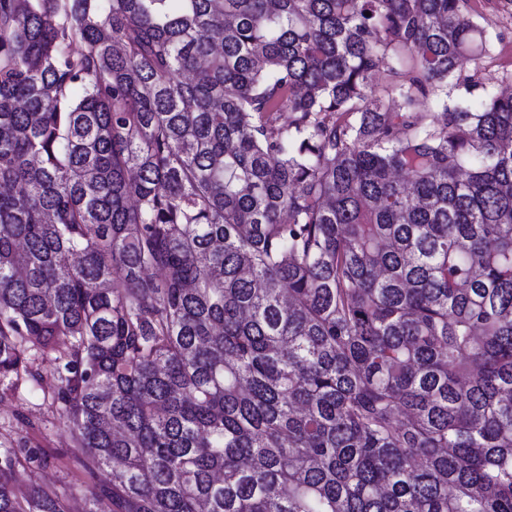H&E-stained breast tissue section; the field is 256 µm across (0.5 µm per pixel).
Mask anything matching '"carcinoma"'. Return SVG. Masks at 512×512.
<instances>
[{"mask_svg":"<svg viewBox=\"0 0 512 512\" xmlns=\"http://www.w3.org/2000/svg\"><path fill=\"white\" fill-rule=\"evenodd\" d=\"M472 2L0 0V400L51 362L109 512H512Z\"/></svg>","mask_w":512,"mask_h":512,"instance_id":"cac0c4a2","label":"carcinoma"}]
</instances>
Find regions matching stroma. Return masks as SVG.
<instances>
[{
  "instance_id": "obj_1",
  "label": "stroma",
  "mask_w": 512,
  "mask_h": 512,
  "mask_svg": "<svg viewBox=\"0 0 512 512\" xmlns=\"http://www.w3.org/2000/svg\"><path fill=\"white\" fill-rule=\"evenodd\" d=\"M509 11L512 12V0L502 13L483 7L478 10L488 31L503 35L502 41L493 42L486 60L492 72L512 70V23L505 17ZM50 394L49 387H35L24 381L14 397L0 401V442L25 435L34 456L33 462L16 468L15 486L22 493L34 485L68 490V502L75 512H92L94 502L89 492L81 488L84 474L73 461L75 448L71 430L65 420L52 413L48 402Z\"/></svg>"
}]
</instances>
